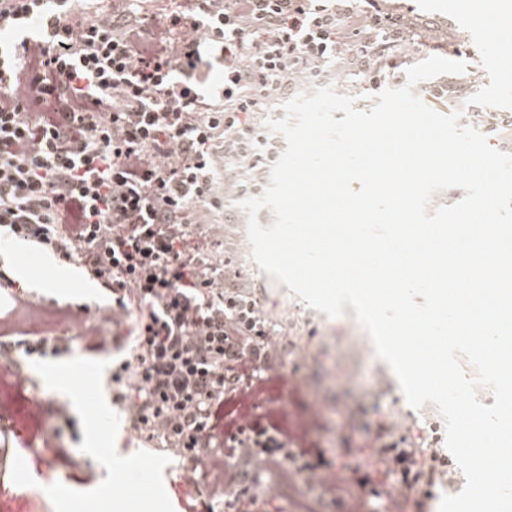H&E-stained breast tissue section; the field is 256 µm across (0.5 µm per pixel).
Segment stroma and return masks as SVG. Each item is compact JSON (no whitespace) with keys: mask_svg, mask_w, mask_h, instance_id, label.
<instances>
[{"mask_svg":"<svg viewBox=\"0 0 512 512\" xmlns=\"http://www.w3.org/2000/svg\"><path fill=\"white\" fill-rule=\"evenodd\" d=\"M397 12L416 20L406 42L395 49L396 70L390 87L406 82L407 69L433 55L464 61L461 78L479 90L488 85L477 46L450 16L420 10L415 0H396ZM17 276L44 291L41 306L24 307L0 298V335L31 338H72V350L59 358L31 363L29 381H19L15 368L0 371V410L10 418L26 447L12 446L14 463L25 464L27 476L0 484V512H24V500L37 493L50 512H225L221 500L203 493L205 469L165 452L135 444V433L124 420L108 416L105 389L112 360L85 351L78 336L96 328L111 337L120 325L102 320L98 290L80 269L53 257L14 246ZM253 276L265 302L267 318L288 316L295 326L285 338L271 375L281 391L280 423L292 436L315 442L319 463L336 493L322 494L301 479H288L285 467L259 464L261 479L272 489L271 512H381L378 494L394 482L382 465L365 468L370 455L369 431L391 420L402 427L442 424L433 405L411 408L397 379L375 353L353 309L327 317L309 311L296 297H283L278 283L265 272ZM88 305L92 315L69 319L65 303ZM54 401L70 405L63 421L49 412Z\"/></svg>","mask_w":512,"mask_h":512,"instance_id":"obj_1","label":"stroma"}]
</instances>
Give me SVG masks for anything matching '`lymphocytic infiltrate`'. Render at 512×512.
<instances>
[{
    "label": "lymphocytic infiltrate",
    "mask_w": 512,
    "mask_h": 512,
    "mask_svg": "<svg viewBox=\"0 0 512 512\" xmlns=\"http://www.w3.org/2000/svg\"><path fill=\"white\" fill-rule=\"evenodd\" d=\"M361 0H176L163 21L129 0H0V246L25 243L79 264L125 336L88 330L95 354L123 353L110 375L125 421L180 457L215 449L213 493L263 512L258 462L289 463L325 484L313 443L289 441L268 392L280 351L259 291L215 258L203 227L240 220L237 203L270 175L264 122L279 99L357 76L376 88L413 19ZM224 68L220 88L202 70ZM267 391L265 407L254 395ZM401 488L431 486L448 458L370 437Z\"/></svg>",
    "instance_id": "obj_1"
}]
</instances>
